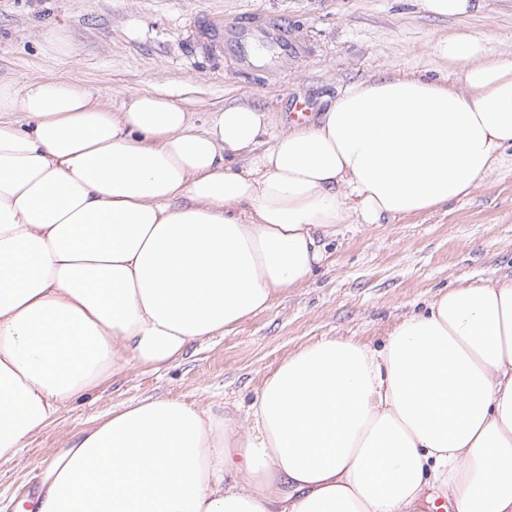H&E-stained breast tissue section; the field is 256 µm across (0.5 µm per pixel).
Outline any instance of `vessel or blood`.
<instances>
[{
    "instance_id": "1",
    "label": "vessel or blood",
    "mask_w": 512,
    "mask_h": 512,
    "mask_svg": "<svg viewBox=\"0 0 512 512\" xmlns=\"http://www.w3.org/2000/svg\"><path fill=\"white\" fill-rule=\"evenodd\" d=\"M192 37L217 50L232 52L240 67L245 70L250 68L256 57L255 48L259 45L267 46L276 55L284 57H297L304 51L302 43L290 34L287 27L259 17L244 18L237 25L219 32L199 27Z\"/></svg>"
}]
</instances>
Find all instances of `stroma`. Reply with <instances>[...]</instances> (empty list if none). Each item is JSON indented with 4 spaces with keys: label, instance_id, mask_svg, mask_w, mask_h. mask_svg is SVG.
<instances>
[{
    "label": "stroma",
    "instance_id": "stroma-1",
    "mask_svg": "<svg viewBox=\"0 0 512 512\" xmlns=\"http://www.w3.org/2000/svg\"><path fill=\"white\" fill-rule=\"evenodd\" d=\"M271 15L305 45L240 73L231 56L191 52L189 25L223 28ZM466 32L489 53L512 51V0H482L460 18L421 0H0V81L79 80L120 102L145 86L172 94L198 122L232 101L258 103L282 121L292 102L320 114L347 84L400 70L456 80L437 44ZM512 277V170L447 207L379 228H341L301 287L234 329L193 342L161 364L133 363L71 400L17 458L0 465V512L30 507L44 467L110 410L147 397L192 407L249 401L301 348L336 337L381 345L438 291Z\"/></svg>",
    "mask_w": 512,
    "mask_h": 512
}]
</instances>
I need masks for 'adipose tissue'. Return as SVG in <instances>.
Returning <instances> with one entry per match:
<instances>
[{
	"label": "adipose tissue",
	"mask_w": 512,
	"mask_h": 512,
	"mask_svg": "<svg viewBox=\"0 0 512 512\" xmlns=\"http://www.w3.org/2000/svg\"><path fill=\"white\" fill-rule=\"evenodd\" d=\"M455 85H347L317 121L151 88L0 82V464L130 362L305 283L341 224H388L512 167V53L441 41ZM22 120H14V113ZM512 512V278L436 294L382 347L326 338L248 403L146 398L46 466L36 512Z\"/></svg>",
	"instance_id": "1"
}]
</instances>
